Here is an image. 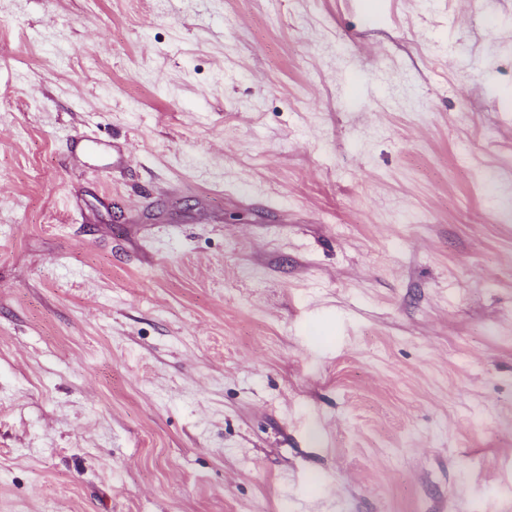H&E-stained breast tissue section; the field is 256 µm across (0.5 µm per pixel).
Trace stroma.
Returning a JSON list of instances; mask_svg holds the SVG:
<instances>
[{
  "label": "stroma",
  "instance_id": "35a3bbf8",
  "mask_svg": "<svg viewBox=\"0 0 512 512\" xmlns=\"http://www.w3.org/2000/svg\"><path fill=\"white\" fill-rule=\"evenodd\" d=\"M0 512H512V0H0Z\"/></svg>",
  "mask_w": 512,
  "mask_h": 512
}]
</instances>
